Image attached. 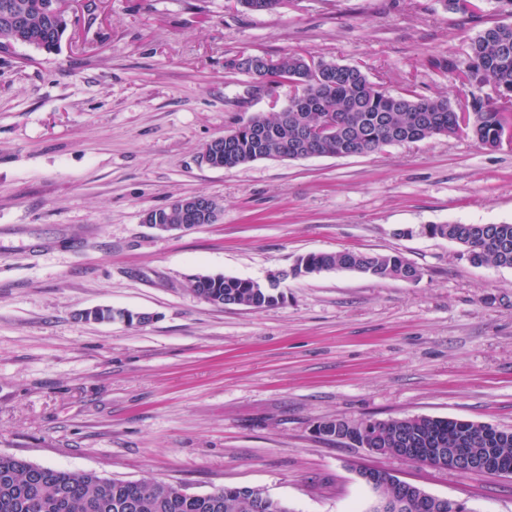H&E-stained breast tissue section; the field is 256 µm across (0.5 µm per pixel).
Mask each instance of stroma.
<instances>
[{
	"label": "stroma",
	"mask_w": 512,
	"mask_h": 512,
	"mask_svg": "<svg viewBox=\"0 0 512 512\" xmlns=\"http://www.w3.org/2000/svg\"><path fill=\"white\" fill-rule=\"evenodd\" d=\"M441 0H66L56 52L0 51V453L130 481L263 490L289 512H363L360 468L472 512H512V475L461 476L315 433L322 421L428 416L512 430V268L474 266L431 224L512 223V146L435 136L349 157L219 169L206 145L292 93H255L240 53L360 66L396 93L451 102L468 61L512 21ZM215 223L143 222L178 196ZM401 254L418 280L292 275L309 253ZM200 272L266 282L270 308L199 299ZM95 307L143 326L82 320Z\"/></svg>",
	"instance_id": "stroma-1"
}]
</instances>
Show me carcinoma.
<instances>
[{
    "instance_id": "1",
    "label": "carcinoma",
    "mask_w": 512,
    "mask_h": 512,
    "mask_svg": "<svg viewBox=\"0 0 512 512\" xmlns=\"http://www.w3.org/2000/svg\"><path fill=\"white\" fill-rule=\"evenodd\" d=\"M57 0H0V15L9 14L17 24L0 38L51 53L60 46L68 18L58 11ZM445 77H458L473 88L491 85L498 99L472 96L461 112L445 97H426L411 90L391 94L371 81L357 65L321 61L312 66L299 54L276 60L241 53L228 61L233 72L250 75L271 92L288 85L294 93L278 112L258 113L226 133L224 168L232 169L261 159H306L367 154L385 146L412 143L435 135L464 131L488 148L509 125L506 106H512V23H495L483 29L469 45L468 64L461 68L445 58L429 61ZM336 121V134L311 145L308 129L319 127L326 115ZM162 224H188L173 206L151 210ZM431 234L464 248L476 266L494 264L512 268V223L433 224ZM351 270L370 276L416 281L420 270L396 253H363L352 250L310 253L301 258L297 274ZM195 290L226 305L254 309L279 304L282 295L256 281L199 273L191 281ZM96 322L121 320L124 314L97 307L81 314ZM378 454L389 455L399 436L425 448L438 437L444 447L464 441L476 453L496 449L502 467L512 469V431L496 434L492 426L462 420L430 417L392 418L371 428ZM0 512H289L261 504L253 488L224 486L209 493L185 496L159 482H135L101 476L95 472L33 466L12 455L0 454Z\"/></svg>"
}]
</instances>
